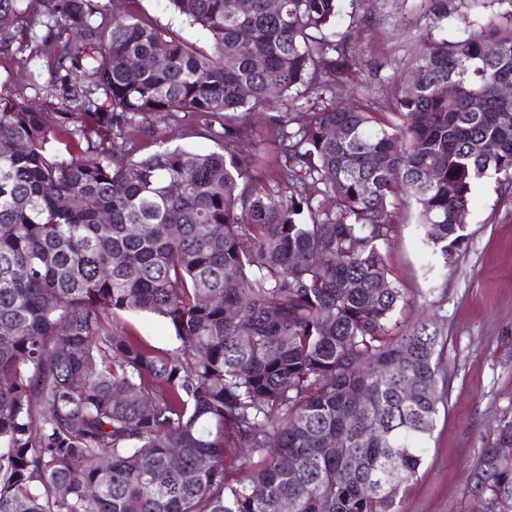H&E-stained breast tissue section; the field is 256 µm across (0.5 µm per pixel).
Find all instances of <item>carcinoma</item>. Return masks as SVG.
<instances>
[{
    "label": "carcinoma",
    "instance_id": "carcinoma-1",
    "mask_svg": "<svg viewBox=\"0 0 512 512\" xmlns=\"http://www.w3.org/2000/svg\"><path fill=\"white\" fill-rule=\"evenodd\" d=\"M134 2L0 0L35 92L0 91V512H398L445 400V292L400 324L386 248L411 208L446 272L475 187L512 185V0H415L392 83L365 0H167L205 49ZM254 112L272 167L244 150ZM166 121L219 123L222 151L139 154L126 128ZM126 312L177 346L118 330ZM504 448L512 420L471 465L476 512H512ZM116 321L156 350L166 351L176 346L175 338L168 325L153 315L124 313Z\"/></svg>",
    "mask_w": 512,
    "mask_h": 512
}]
</instances>
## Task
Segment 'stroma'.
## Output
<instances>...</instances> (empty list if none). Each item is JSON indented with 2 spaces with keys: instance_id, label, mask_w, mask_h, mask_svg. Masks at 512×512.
<instances>
[{
  "instance_id": "obj_1",
  "label": "stroma",
  "mask_w": 512,
  "mask_h": 512,
  "mask_svg": "<svg viewBox=\"0 0 512 512\" xmlns=\"http://www.w3.org/2000/svg\"><path fill=\"white\" fill-rule=\"evenodd\" d=\"M381 21L363 34L368 58L385 62V75L398 76L408 44L403 33L417 34L415 25L399 29L397 15H412L414 0H369ZM135 11L184 40L202 46L207 37L198 27L173 14L165 0H136ZM141 154L158 147L200 152L220 150L209 129L163 127L160 141L146 139L140 125L129 129ZM469 240L447 277L430 271V257L414 223L397 225L387 259L400 287L410 294L427 288L447 291L442 310L447 365V409L440 412L428 440L417 478L398 500L399 512H472L465 497L469 468L481 449L494 445L501 419L512 418V190L488 179L478 184L470 209ZM120 325L159 351L173 349L168 325L146 313H125Z\"/></svg>"
}]
</instances>
